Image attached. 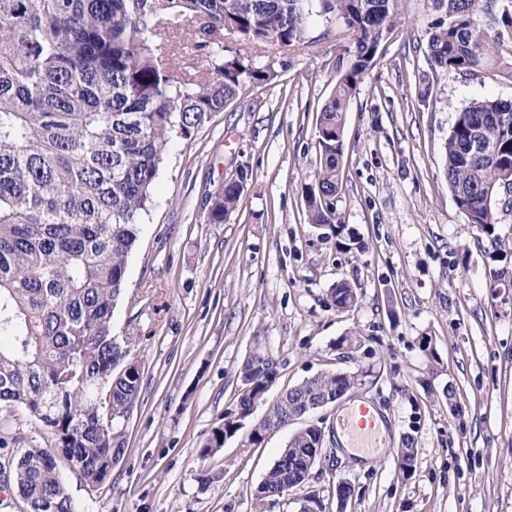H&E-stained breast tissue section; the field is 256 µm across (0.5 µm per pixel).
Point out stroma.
Wrapping results in <instances>:
<instances>
[{"label":"stroma","instance_id":"obj_1","mask_svg":"<svg viewBox=\"0 0 512 512\" xmlns=\"http://www.w3.org/2000/svg\"><path fill=\"white\" fill-rule=\"evenodd\" d=\"M439 17L431 0H409L351 101L337 201L344 235L307 223L302 197L316 114L346 46L335 19L317 18L295 47H258L280 59L277 79L247 87L175 143L114 311L113 333L132 338L141 372L137 400L113 422L126 453L97 489L67 475L89 512H256L252 492L291 436L340 420L335 403L252 447L267 408L239 419V371L257 340L278 360L268 398L322 372L365 369L345 401L372 405L387 423L372 458L323 454L306 486L266 512H301L311 491L324 512H512V214L488 233L469 223L444 169L458 113L474 99L512 100V78L434 70L425 46ZM241 167L238 210L207 223L206 192ZM341 280L359 295L345 310L331 297ZM352 332L364 343L341 357L336 342ZM450 387L461 412L448 405ZM227 418L239 419L236 433L202 455ZM408 434L417 455L405 478L393 450ZM0 441L15 454L48 438L19 408L0 423ZM343 482L352 495L341 510Z\"/></svg>","mask_w":512,"mask_h":512}]
</instances>
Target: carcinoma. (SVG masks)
I'll return each instance as SVG.
<instances>
[{
  "instance_id": "carcinoma-1",
  "label": "carcinoma",
  "mask_w": 512,
  "mask_h": 512,
  "mask_svg": "<svg viewBox=\"0 0 512 512\" xmlns=\"http://www.w3.org/2000/svg\"><path fill=\"white\" fill-rule=\"evenodd\" d=\"M407 0H0V411L23 407L47 428L49 446L0 460L24 512H81L63 473L86 486L107 482L124 455L98 402L123 414L139 395L134 349L113 336L128 258L174 144L188 140L250 85L278 77L257 44L293 47L313 17L341 22L349 45L333 94L316 117L317 163L303 189L310 224L344 225L337 215L345 112L374 65L376 30H393ZM495 0H434L426 54L442 72L512 77V11ZM192 27L202 69L177 67L175 31ZM231 36L235 47L224 41ZM445 173L469 223H497L491 190L512 179V101L474 99L445 145ZM244 190L208 193L206 219L222 224ZM338 309L357 299L351 283L332 290ZM278 361L255 339L240 368L239 414L265 401ZM363 371L321 373L283 390L252 429L250 444L364 383ZM238 421L215 427L201 454L224 447ZM325 430L295 433L253 496L258 508L302 486L321 458ZM399 474L414 471V440L395 449Z\"/></svg>"
}]
</instances>
